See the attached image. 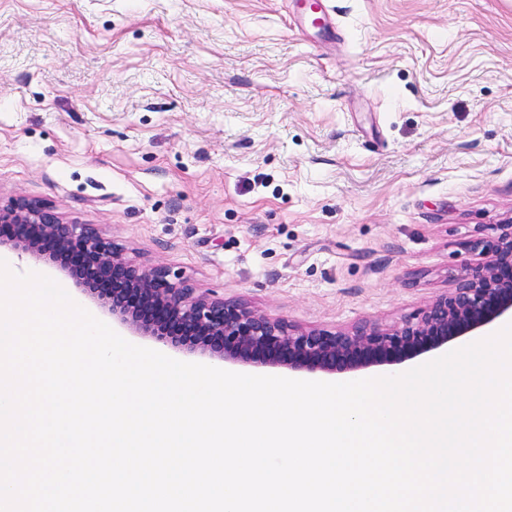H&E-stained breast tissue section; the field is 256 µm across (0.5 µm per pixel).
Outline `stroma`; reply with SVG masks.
Listing matches in <instances>:
<instances>
[{"label":"stroma","mask_w":512,"mask_h":512,"mask_svg":"<svg viewBox=\"0 0 512 512\" xmlns=\"http://www.w3.org/2000/svg\"><path fill=\"white\" fill-rule=\"evenodd\" d=\"M325 4L0 0V204L298 326L417 317L512 220V0Z\"/></svg>","instance_id":"stroma-1"}]
</instances>
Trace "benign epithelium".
Here are the masks:
<instances>
[{
    "label": "benign epithelium",
    "instance_id": "7a95c632",
    "mask_svg": "<svg viewBox=\"0 0 512 512\" xmlns=\"http://www.w3.org/2000/svg\"><path fill=\"white\" fill-rule=\"evenodd\" d=\"M0 225L10 229L0 237L1 247L74 263L85 276L84 295L102 301L112 319L132 333L225 363L303 374L357 373L399 365L512 319V224L493 225L491 240L466 241L480 260L418 317L334 331L292 325L173 279L167 267L133 261L97 225L66 222L50 205L16 198L0 206Z\"/></svg>",
    "mask_w": 512,
    "mask_h": 512
}]
</instances>
